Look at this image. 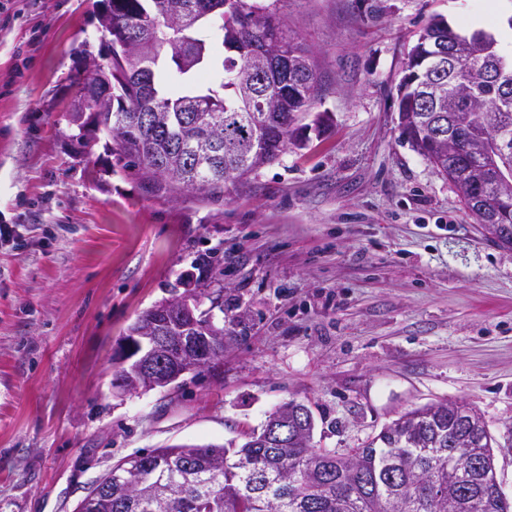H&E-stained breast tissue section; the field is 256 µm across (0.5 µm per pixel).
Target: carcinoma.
I'll list each match as a JSON object with an SVG mask.
<instances>
[{
  "mask_svg": "<svg viewBox=\"0 0 512 512\" xmlns=\"http://www.w3.org/2000/svg\"><path fill=\"white\" fill-rule=\"evenodd\" d=\"M202 10L212 0H112L113 42L135 36L138 50H112V111L98 123L120 127L114 140L117 163L137 171L151 194L177 198L196 184L209 197L224 195L228 182H244L288 147L302 146L299 126L320 98L313 52L293 37L268 6L234 0V12L206 18L182 15L168 24L171 2ZM264 42L274 59L251 55ZM449 42L456 64L438 82L428 70L433 47ZM422 60L419 76L402 83L398 116L402 134L441 175L458 184L473 211L466 170L477 155L456 159L434 147L438 131L464 142L483 136L507 144L501 177L512 182V81L484 71L512 74L493 30L466 32L434 17L408 53ZM278 91L263 111L265 91ZM485 206L495 223L512 225V205L499 204V186L488 182ZM314 430L270 440L266 429L246 434L238 448L173 444L124 459L136 469L132 495L112 490L97 512H512L493 470L463 472L456 451L494 458L497 444L477 410L465 402H437L410 410L384 427L365 447L340 453L318 448Z\"/></svg>",
  "mask_w": 512,
  "mask_h": 512,
  "instance_id": "1",
  "label": "carcinoma"
}]
</instances>
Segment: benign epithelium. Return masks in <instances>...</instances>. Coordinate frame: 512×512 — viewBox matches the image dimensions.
I'll list each match as a JSON object with an SVG mask.
<instances>
[{
    "label": "benign epithelium",
    "mask_w": 512,
    "mask_h": 512,
    "mask_svg": "<svg viewBox=\"0 0 512 512\" xmlns=\"http://www.w3.org/2000/svg\"><path fill=\"white\" fill-rule=\"evenodd\" d=\"M112 5L104 3L99 24L107 55L90 58L89 68L95 71L94 96L99 105L112 109ZM88 96L76 95L66 118L69 127L76 130L70 141L76 140L89 131L92 117L87 115ZM176 308L196 322L200 336H164L151 326L136 321L124 336L115 352L114 366L118 370L115 386L123 391H150L168 389L188 373L206 369L217 373L221 369V356L215 354L218 345L224 342L221 333L207 327L201 314L202 303L190 293L175 294L153 307L157 313Z\"/></svg>",
    "instance_id": "7a95c632"
}]
</instances>
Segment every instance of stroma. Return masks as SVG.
<instances>
[{
  "mask_svg": "<svg viewBox=\"0 0 512 512\" xmlns=\"http://www.w3.org/2000/svg\"><path fill=\"white\" fill-rule=\"evenodd\" d=\"M315 54L327 114L224 194L145 191L100 137L68 142L69 76L101 50L102 0L0 10V512H75L118 460L242 445L305 404L323 448H360L412 409L465 401L512 500V249L399 127L407 53L512 0H260ZM220 301L222 371L121 393L113 352L177 284Z\"/></svg>",
  "mask_w": 512,
  "mask_h": 512,
  "instance_id": "35a3bbf8",
  "label": "stroma"
}]
</instances>
